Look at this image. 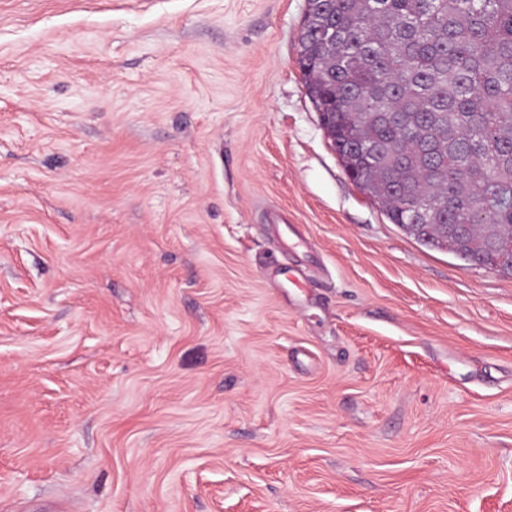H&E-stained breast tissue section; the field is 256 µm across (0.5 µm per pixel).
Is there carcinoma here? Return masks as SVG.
Listing matches in <instances>:
<instances>
[{
    "mask_svg": "<svg viewBox=\"0 0 512 512\" xmlns=\"http://www.w3.org/2000/svg\"><path fill=\"white\" fill-rule=\"evenodd\" d=\"M299 63L358 188L415 240L445 249L464 224L467 266L512 257V0H311Z\"/></svg>",
    "mask_w": 512,
    "mask_h": 512,
    "instance_id": "cac0c4a2",
    "label": "carcinoma"
}]
</instances>
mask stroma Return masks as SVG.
I'll return each instance as SVG.
<instances>
[{
	"label": "stroma",
	"instance_id": "1",
	"mask_svg": "<svg viewBox=\"0 0 512 512\" xmlns=\"http://www.w3.org/2000/svg\"><path fill=\"white\" fill-rule=\"evenodd\" d=\"M307 0H0V512H512V278L349 179Z\"/></svg>",
	"mask_w": 512,
	"mask_h": 512
}]
</instances>
